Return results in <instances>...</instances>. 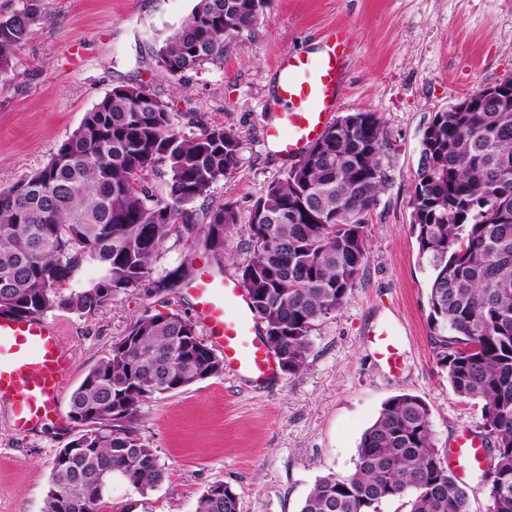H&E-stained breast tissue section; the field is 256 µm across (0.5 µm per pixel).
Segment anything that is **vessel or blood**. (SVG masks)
<instances>
[{
	"label": "vessel or blood",
	"mask_w": 512,
	"mask_h": 512,
	"mask_svg": "<svg viewBox=\"0 0 512 512\" xmlns=\"http://www.w3.org/2000/svg\"><path fill=\"white\" fill-rule=\"evenodd\" d=\"M357 39L352 30L336 26L314 51L285 52L275 63L272 115L264 136L283 159L301 158L334 120L340 104L346 66ZM194 311L211 344L224 353L225 365L262 385L279 377L278 363L268 348L259 322L236 279L215 277L200 269L189 288ZM376 352L390 372H399L398 347L375 337ZM73 367L53 324L41 317L0 313V401L10 408L14 430L26 434L58 415V398ZM448 461L464 475L485 461L484 443L462 431L448 448Z\"/></svg>",
	"instance_id": "obj_1"
}]
</instances>
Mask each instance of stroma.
I'll use <instances>...</instances> for the list:
<instances>
[{
	"label": "stroma",
	"instance_id": "stroma-1",
	"mask_svg": "<svg viewBox=\"0 0 512 512\" xmlns=\"http://www.w3.org/2000/svg\"><path fill=\"white\" fill-rule=\"evenodd\" d=\"M197 0H42L44 21L15 53L13 79L0 83V189L48 162L85 112L120 84L156 87L175 112H192L238 132L237 174L215 185L216 205L247 209L288 167L267 145L263 126L280 54L318 47L332 27L357 38L338 115L377 113L385 128L382 161L389 181L365 224L367 256L343 306L319 322L305 370L258 387L230 371L187 390L149 400L138 432L168 469L139 495L112 482L104 512H195L208 486L224 482L240 512H300L318 477L350 474L363 432L390 397L408 392L431 410L434 440L447 453L457 431L478 432L481 413L457 397L433 355L428 320L430 272L410 233L413 190L424 130L435 112L481 86L512 76V0H272L255 30L222 63L168 82L153 56ZM212 257L169 239L152 272L164 276L185 256ZM194 318L188 293L119 295L93 317L47 313L73 370L60 414L21 436L0 407V512H42L53 459L79 429L69 400L85 374L142 314ZM389 325L399 335L402 369L391 373L368 333Z\"/></svg>",
	"mask_w": 512,
	"mask_h": 512
}]
</instances>
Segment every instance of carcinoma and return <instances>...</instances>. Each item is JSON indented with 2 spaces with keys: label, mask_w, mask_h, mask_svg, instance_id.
Listing matches in <instances>:
<instances>
[{
  "label": "carcinoma",
  "mask_w": 512,
  "mask_h": 512,
  "mask_svg": "<svg viewBox=\"0 0 512 512\" xmlns=\"http://www.w3.org/2000/svg\"><path fill=\"white\" fill-rule=\"evenodd\" d=\"M41 0L0 17V82L15 50L43 19ZM271 0H198L156 51L163 76L224 60ZM155 88L118 85L40 169L0 190V306L19 316L52 311L92 317L131 289L173 292L192 260L151 278L160 249L204 232L205 250L224 257L240 227L249 257L238 265L265 341L285 374L307 365L318 323L342 307L366 258L364 224L387 176L384 125L350 112L308 153L270 182L247 216L224 202L198 207L239 169L241 136L196 116L181 130ZM411 232L430 270L429 322L435 359L453 392L481 406L489 512H512V96L468 112L434 114L421 141L409 200ZM221 358L178 312L137 318L108 357L72 392L69 418L82 426L81 451L54 458L43 512H102L101 482L118 477L145 496L166 477L138 433L141 406L223 372ZM408 500L409 512H468L469 493L435 445L426 402L401 393L363 433L352 473L318 478L300 512H380ZM196 512H239L238 494L214 483Z\"/></svg>",
  "instance_id": "cac0c4a2"
}]
</instances>
